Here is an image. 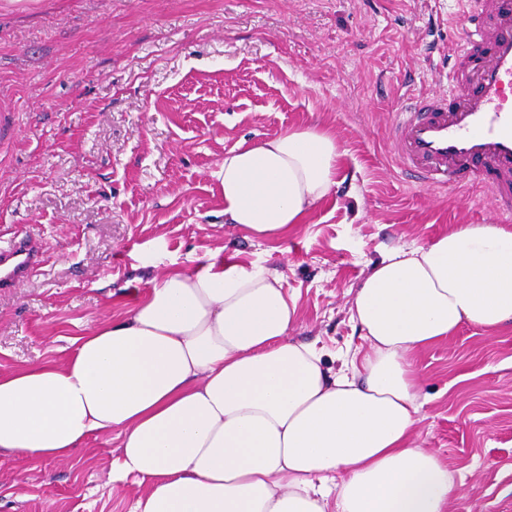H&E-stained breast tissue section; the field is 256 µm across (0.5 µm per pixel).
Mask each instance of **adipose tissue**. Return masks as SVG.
Here are the masks:
<instances>
[{"instance_id":"adipose-tissue-1","label":"adipose tissue","mask_w":512,"mask_h":512,"mask_svg":"<svg viewBox=\"0 0 512 512\" xmlns=\"http://www.w3.org/2000/svg\"><path fill=\"white\" fill-rule=\"evenodd\" d=\"M341 156L320 125L238 145L212 173L225 220L282 241L338 185ZM350 313L366 346L334 371L292 338L296 301L263 263L166 269L66 362L0 372V452L65 463L119 432L113 482L149 484L132 512H448L458 485L415 438L413 356L464 324L512 325V230L390 248Z\"/></svg>"}]
</instances>
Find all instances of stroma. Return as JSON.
Listing matches in <instances>:
<instances>
[{
	"label": "stroma",
	"instance_id": "stroma-1",
	"mask_svg": "<svg viewBox=\"0 0 512 512\" xmlns=\"http://www.w3.org/2000/svg\"><path fill=\"white\" fill-rule=\"evenodd\" d=\"M457 0H0V245L42 258L0 289V371L66 361L123 316L161 264L260 261L297 300L292 336L327 356L363 346L352 293L392 246L501 224L482 190L399 177L388 125L433 82ZM328 127L342 180L281 249L225 223L211 176L241 141ZM417 442L460 484L449 512H512V326L464 325L417 353ZM121 437L65 464L0 453V512H132L112 481Z\"/></svg>",
	"mask_w": 512,
	"mask_h": 512
}]
</instances>
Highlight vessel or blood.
<instances>
[{
  "instance_id": "obj_1",
  "label": "vessel or blood",
  "mask_w": 512,
  "mask_h": 512,
  "mask_svg": "<svg viewBox=\"0 0 512 512\" xmlns=\"http://www.w3.org/2000/svg\"><path fill=\"white\" fill-rule=\"evenodd\" d=\"M459 38L434 67L447 89L407 95L388 141L413 183L482 188L512 215V0H461ZM28 242L0 249V288L23 284L39 261Z\"/></svg>"
}]
</instances>
